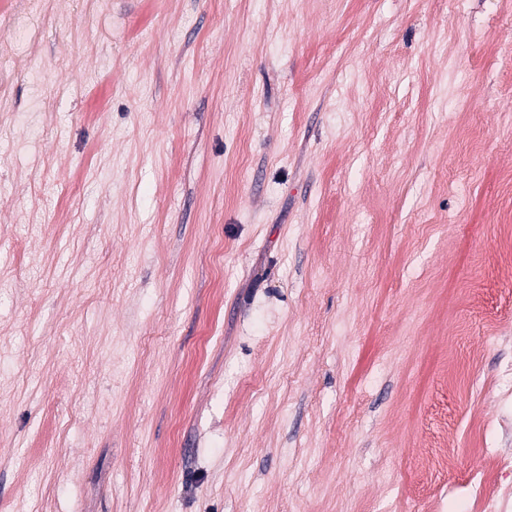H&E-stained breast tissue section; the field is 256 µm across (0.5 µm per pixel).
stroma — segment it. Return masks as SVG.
Listing matches in <instances>:
<instances>
[{
	"label": "stroma",
	"instance_id": "stroma-1",
	"mask_svg": "<svg viewBox=\"0 0 512 512\" xmlns=\"http://www.w3.org/2000/svg\"><path fill=\"white\" fill-rule=\"evenodd\" d=\"M511 255L502 0H0V512H480Z\"/></svg>",
	"mask_w": 512,
	"mask_h": 512
}]
</instances>
